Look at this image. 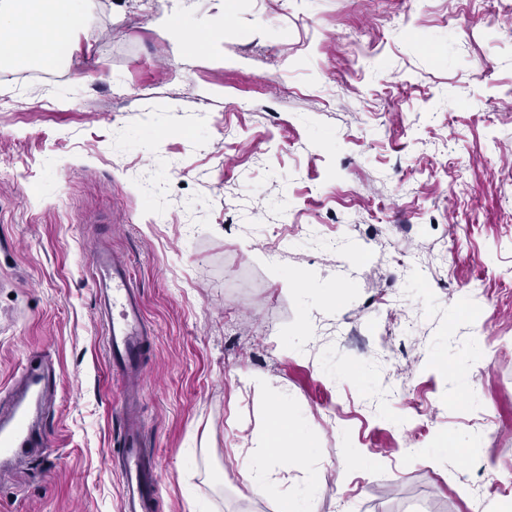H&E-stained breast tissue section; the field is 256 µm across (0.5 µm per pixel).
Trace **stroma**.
I'll use <instances>...</instances> for the list:
<instances>
[{
    "mask_svg": "<svg viewBox=\"0 0 512 512\" xmlns=\"http://www.w3.org/2000/svg\"><path fill=\"white\" fill-rule=\"evenodd\" d=\"M219 6L85 0L46 78L0 69V391L35 356L54 368L44 445L0 470V512H122L99 248L150 329L156 512L307 491L310 512L512 505V22L489 25L498 0ZM175 13L223 19V42L184 53ZM274 401L313 451L244 496L233 458Z\"/></svg>",
    "mask_w": 512,
    "mask_h": 512,
    "instance_id": "35a3bbf8",
    "label": "stroma"
}]
</instances>
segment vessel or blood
<instances>
[{"instance_id": "vessel-or-blood-1", "label": "vessel or blood", "mask_w": 512, "mask_h": 512, "mask_svg": "<svg viewBox=\"0 0 512 512\" xmlns=\"http://www.w3.org/2000/svg\"><path fill=\"white\" fill-rule=\"evenodd\" d=\"M92 280L99 290V305L107 320V350L113 369L124 373L132 385L143 376L142 353L147 332L141 297L126 263L108 250L92 258ZM52 382L45 363H30L12 389L9 408L0 417V459L23 463L43 443V426L31 419L33 404L41 403ZM117 459L123 488V512H154L161 479L144 463L137 417L125 409L122 447Z\"/></svg>"}]
</instances>
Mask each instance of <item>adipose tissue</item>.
Returning a JSON list of instances; mask_svg holds the SVG:
<instances>
[{
  "instance_id": "ef3b65f1",
  "label": "adipose tissue",
  "mask_w": 512,
  "mask_h": 512,
  "mask_svg": "<svg viewBox=\"0 0 512 512\" xmlns=\"http://www.w3.org/2000/svg\"><path fill=\"white\" fill-rule=\"evenodd\" d=\"M51 8L35 7L34 0H0V62L16 61L19 52L33 51V61L42 66L58 63V50L85 26L83 0H53ZM269 429L262 447L252 449L243 465V478L250 494L265 496L274 491L268 475L284 464H303L308 446H288L283 439L291 426L286 405L273 404Z\"/></svg>"
}]
</instances>
